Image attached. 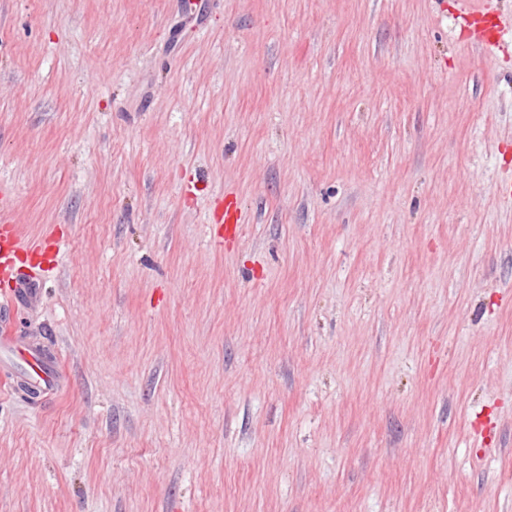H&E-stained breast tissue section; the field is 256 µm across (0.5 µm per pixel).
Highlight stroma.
I'll return each mask as SVG.
<instances>
[{
	"instance_id": "35a3bbf8",
	"label": "stroma",
	"mask_w": 512,
	"mask_h": 512,
	"mask_svg": "<svg viewBox=\"0 0 512 512\" xmlns=\"http://www.w3.org/2000/svg\"><path fill=\"white\" fill-rule=\"evenodd\" d=\"M461 2L0 0V332L62 380L0 360V512H512V0ZM24 248L25 242L20 228L15 224H8L0 244V271L9 270L14 255ZM12 357L21 364L26 366V374L28 384L37 388L38 390H50L55 384V377L45 375L39 368L34 359L28 355L24 350L19 349L14 345L11 349Z\"/></svg>"
}]
</instances>
